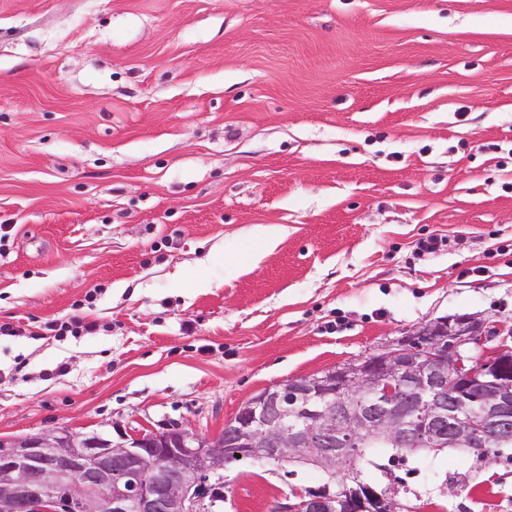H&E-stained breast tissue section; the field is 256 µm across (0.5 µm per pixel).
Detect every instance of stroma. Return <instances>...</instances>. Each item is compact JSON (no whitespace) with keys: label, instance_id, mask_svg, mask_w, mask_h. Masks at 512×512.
Masks as SVG:
<instances>
[{"label":"stroma","instance_id":"35a3bbf8","mask_svg":"<svg viewBox=\"0 0 512 512\" xmlns=\"http://www.w3.org/2000/svg\"><path fill=\"white\" fill-rule=\"evenodd\" d=\"M0 233V439L210 436L431 319L512 325V0H0ZM367 478L512 512V448ZM325 481L243 458L224 512Z\"/></svg>","mask_w":512,"mask_h":512}]
</instances>
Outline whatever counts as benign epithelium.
<instances>
[{
  "mask_svg": "<svg viewBox=\"0 0 512 512\" xmlns=\"http://www.w3.org/2000/svg\"><path fill=\"white\" fill-rule=\"evenodd\" d=\"M495 345L479 352L482 338ZM512 443V326L440 317L380 352L269 386L241 405L224 432L179 426L115 434L54 427L0 440V512H200L206 480L231 461L295 462L330 474L359 449H485ZM375 512L399 504L374 492ZM345 489L297 494L278 512H364Z\"/></svg>",
  "mask_w": 512,
  "mask_h": 512,
  "instance_id": "1",
  "label": "benign epithelium"
}]
</instances>
